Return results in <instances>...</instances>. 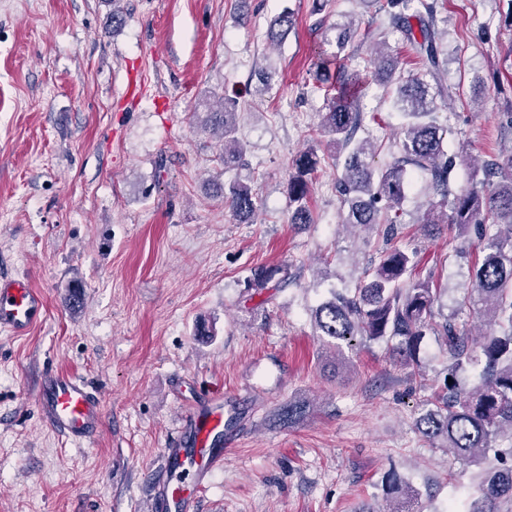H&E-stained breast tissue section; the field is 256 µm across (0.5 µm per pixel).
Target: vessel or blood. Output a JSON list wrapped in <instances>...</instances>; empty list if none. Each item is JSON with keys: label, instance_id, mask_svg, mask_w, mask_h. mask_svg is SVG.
<instances>
[{"label": "vessel or blood", "instance_id": "obj_1", "mask_svg": "<svg viewBox=\"0 0 512 512\" xmlns=\"http://www.w3.org/2000/svg\"><path fill=\"white\" fill-rule=\"evenodd\" d=\"M46 310L42 293L28 276L0 279V331L19 337L28 334ZM35 403L57 435L78 444L91 442L104 424L103 402L84 378L51 369L39 379ZM184 440L162 451L163 463L155 478L150 512H194L198 498L213 474L223 468L224 397L200 401L182 421Z\"/></svg>", "mask_w": 512, "mask_h": 512}]
</instances>
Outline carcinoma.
<instances>
[{
	"mask_svg": "<svg viewBox=\"0 0 512 512\" xmlns=\"http://www.w3.org/2000/svg\"><path fill=\"white\" fill-rule=\"evenodd\" d=\"M378 10L415 54L419 73L398 74L399 57L383 40L377 43L371 77L364 76L341 63L357 31L354 20L332 27L336 52L322 59L316 77L332 91L321 116L320 133L328 137L333 149L347 151L335 184L343 206L342 223L377 228L386 240H393L397 225L403 223L401 204L411 178L422 176L434 199L418 222L456 224L462 234L483 244L486 254L474 269L466 300L472 313L487 320L492 331L479 343L448 317L436 320L440 289L432 287L430 274L414 277V254L395 246L379 253L378 262L365 270L356 288L319 305L314 324L336 347L349 345L358 336L392 341L393 351L406 364L416 361L426 336L441 337L452 382L425 399L429 409L418 417L417 428L423 436L441 441L456 459L481 467V494L469 512H512V147L474 166L466 151L452 152L447 146L446 131L434 118L435 100L453 96L454 86L445 82L446 59L436 28L437 0H383ZM274 25L273 43L293 28L294 14L284 10ZM369 80L396 84L394 106L404 118L402 140L382 167L369 162L375 154L373 142L356 138L364 123L358 98ZM236 117V101L226 97L223 108L208 113L205 123L224 140L226 169L241 164L247 152L246 144L236 136ZM320 164L314 148L292 159L288 198L293 224L311 223L308 194ZM458 164L467 170V182L454 191L449 175ZM224 202L241 223H254L260 211L257 196L241 182L224 185ZM280 273L279 267H258L248 287L263 289L272 283L283 288L288 277ZM476 367L481 382L468 388L458 375ZM308 413V404L290 400L281 405L278 417L291 426ZM502 442L511 449H500Z\"/></svg>",
	"mask_w": 512,
	"mask_h": 512,
	"instance_id": "cac0c4a2",
	"label": "carcinoma"
}]
</instances>
